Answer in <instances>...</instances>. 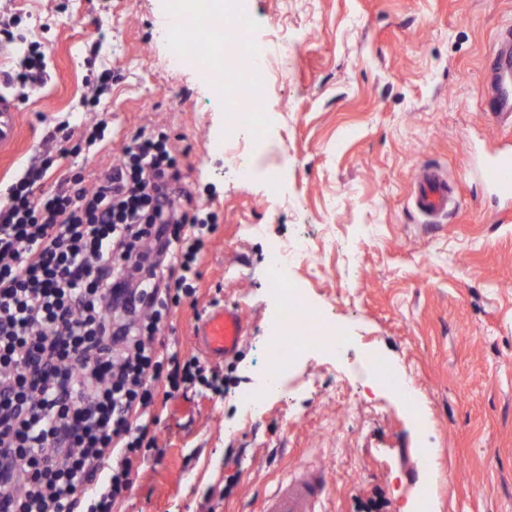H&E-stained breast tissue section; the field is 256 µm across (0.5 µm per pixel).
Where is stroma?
<instances>
[{
  "mask_svg": "<svg viewBox=\"0 0 512 512\" xmlns=\"http://www.w3.org/2000/svg\"><path fill=\"white\" fill-rule=\"evenodd\" d=\"M165 0H0L14 33L42 42L49 76L19 100V137L0 154V183L67 117L74 138L96 119L99 152L62 167L86 183L124 140L165 127L208 200L215 229L197 308H179L175 337L194 349L196 312L240 306L248 334L223 399H177L121 512H259L296 465L322 468L327 512H356L380 487L389 512H512V197L481 178L512 154V126L485 111L486 62L512 25V0H238L251 39L287 59L269 89L262 164L277 187L246 176L225 144L223 96L171 62ZM98 42L95 66L84 59ZM120 74L95 111L81 101L102 70ZM442 169L459 207L429 224L410 200L424 169ZM318 263L288 269L345 338L303 356L282 393L254 415L238 405L260 386L261 348L276 298L267 257L286 240ZM378 352L427 411L419 426L369 372Z\"/></svg>",
  "mask_w": 512,
  "mask_h": 512,
  "instance_id": "obj_1",
  "label": "stroma"
}]
</instances>
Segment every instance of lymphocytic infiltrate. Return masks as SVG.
I'll list each match as a JSON object with an SVG mask.
<instances>
[{"instance_id":"f902f5d3","label":"lymphocytic infiltrate","mask_w":512,"mask_h":512,"mask_svg":"<svg viewBox=\"0 0 512 512\" xmlns=\"http://www.w3.org/2000/svg\"><path fill=\"white\" fill-rule=\"evenodd\" d=\"M28 42L0 83H41ZM70 122L0 190V512H118L158 446L159 410L220 395L170 339L197 306L212 227L162 130L139 131L92 184L63 172Z\"/></svg>"}]
</instances>
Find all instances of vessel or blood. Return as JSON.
Instances as JSON below:
<instances>
[{"label": "vessel or blood", "mask_w": 512, "mask_h": 512, "mask_svg": "<svg viewBox=\"0 0 512 512\" xmlns=\"http://www.w3.org/2000/svg\"><path fill=\"white\" fill-rule=\"evenodd\" d=\"M491 90L485 107L496 120L512 122V28L498 40L489 68ZM20 113L14 101L0 94V152L9 150L17 136ZM482 178L503 195H512V157L503 156L486 163ZM411 200L429 223L447 216L456 201L444 175L435 170L421 172ZM248 332V321L241 309L227 304L204 314L195 324L193 340L212 359L234 356ZM326 476L317 467L288 476L262 502L261 512H326Z\"/></svg>", "instance_id": "b4317fda"}]
</instances>
